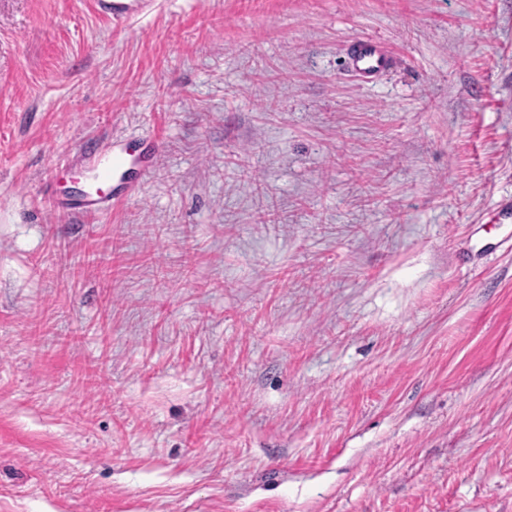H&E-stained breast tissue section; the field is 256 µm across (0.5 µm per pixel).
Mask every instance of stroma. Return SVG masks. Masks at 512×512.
<instances>
[{
  "label": "stroma",
  "mask_w": 512,
  "mask_h": 512,
  "mask_svg": "<svg viewBox=\"0 0 512 512\" xmlns=\"http://www.w3.org/2000/svg\"><path fill=\"white\" fill-rule=\"evenodd\" d=\"M160 2L0 0V512H512V0ZM95 11L106 18L114 28L123 27L138 10L150 5L145 0H94ZM390 61V55L380 43L359 39L348 46L345 67L354 75L368 79L385 69ZM158 149L157 142L149 147L137 143L117 144L102 159L84 164V168L90 170L87 171L89 181L83 191L59 198L51 178L48 195L60 210L70 216L97 217L108 211L112 203L138 191Z\"/></svg>",
  "instance_id": "35a3bbf8"
}]
</instances>
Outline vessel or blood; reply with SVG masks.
Returning a JSON list of instances; mask_svg holds the SVG:
<instances>
[{
  "instance_id": "b4317fda",
  "label": "vessel or blood",
  "mask_w": 512,
  "mask_h": 512,
  "mask_svg": "<svg viewBox=\"0 0 512 512\" xmlns=\"http://www.w3.org/2000/svg\"><path fill=\"white\" fill-rule=\"evenodd\" d=\"M95 11L113 27H123L146 0H93ZM391 61L387 50L371 39L352 42L346 51L345 67L356 76L371 78ZM158 144L143 147L120 143L102 158L89 165L88 181L83 191L56 199L63 212L81 218H93L108 211L112 204L136 193L158 152Z\"/></svg>"
}]
</instances>
